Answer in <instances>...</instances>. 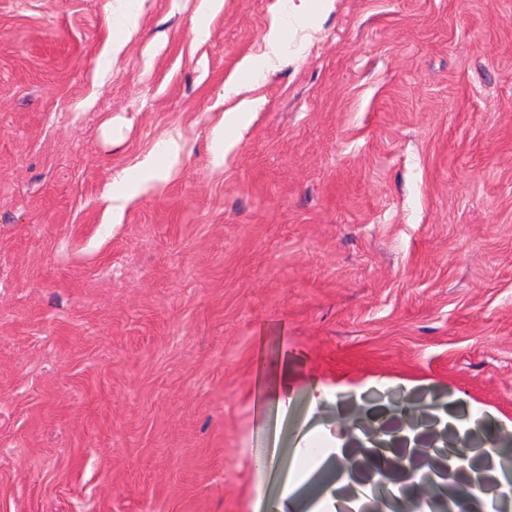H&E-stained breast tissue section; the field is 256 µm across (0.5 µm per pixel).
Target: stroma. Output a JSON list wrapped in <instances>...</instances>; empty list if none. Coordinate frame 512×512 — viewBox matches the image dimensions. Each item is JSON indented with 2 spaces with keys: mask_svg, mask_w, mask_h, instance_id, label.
<instances>
[{
  "mask_svg": "<svg viewBox=\"0 0 512 512\" xmlns=\"http://www.w3.org/2000/svg\"><path fill=\"white\" fill-rule=\"evenodd\" d=\"M201 2L0 0V512H277L406 396L512 432V0H332L274 55L289 0ZM254 104L249 101H242L235 108L226 111L224 117L221 122V126H219L215 131V140L217 144L216 154H215V162L220 164L223 160L224 153V119L225 123H237L240 121L245 112H252L254 109ZM140 168L144 173V178L138 180L136 188H130L127 184H119L117 188L112 190V213L122 211L125 203L136 194L138 187L145 186L148 181L161 180L165 177V168H161L156 162L144 161Z\"/></svg>",
  "mask_w": 512,
  "mask_h": 512,
  "instance_id": "1",
  "label": "stroma"
}]
</instances>
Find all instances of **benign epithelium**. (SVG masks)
I'll return each mask as SVG.
<instances>
[{
    "label": "benign epithelium",
    "instance_id": "1",
    "mask_svg": "<svg viewBox=\"0 0 512 512\" xmlns=\"http://www.w3.org/2000/svg\"><path fill=\"white\" fill-rule=\"evenodd\" d=\"M399 413L405 430L401 448L393 447L391 441L382 440V437L392 434V428L386 424L365 428L376 454L384 456L385 450L393 449V455L385 456L384 464L371 471L369 480L375 489H385L387 482L395 476L415 479L418 491L404 512H468L465 509L468 490L478 488L486 493V499L478 502L477 512H512V480L501 481L489 476L485 449L474 446V440L479 437L483 438L485 445L498 442L511 446V433L502 431L489 438L484 435L480 421L466 428L446 423L438 430L436 426L440 419L410 399L400 403ZM423 427L433 429L434 442L442 443L443 447H419L420 429ZM363 452L364 449L360 448L355 454L345 452L336 457L351 479L360 467L358 455ZM452 457L461 461V465L454 469L448 465ZM344 492L351 502L348 512H385L392 507L390 499L382 495L362 502L354 495L352 486L345 487Z\"/></svg>",
    "mask_w": 512,
    "mask_h": 512
}]
</instances>
